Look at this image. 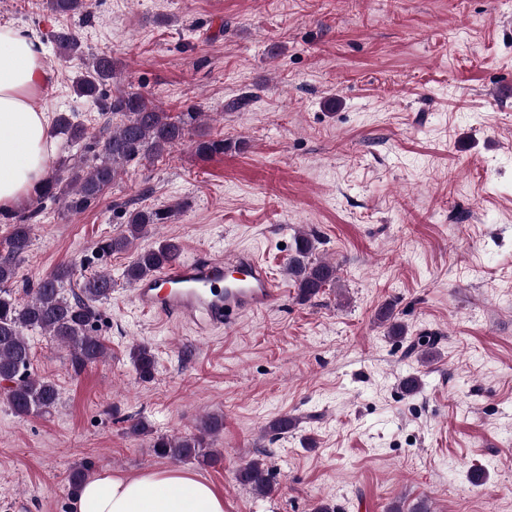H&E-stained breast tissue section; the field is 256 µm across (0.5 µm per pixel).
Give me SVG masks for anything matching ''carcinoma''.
<instances>
[{"mask_svg":"<svg viewBox=\"0 0 512 512\" xmlns=\"http://www.w3.org/2000/svg\"><path fill=\"white\" fill-rule=\"evenodd\" d=\"M47 7L59 14L85 16L87 0H46ZM62 59L69 58L80 48L76 32L63 30L54 35ZM117 62L107 54H94L76 79L78 95L88 97L97 104L104 118L98 133L71 120L65 114L56 119V129L66 136L67 142L77 145L90 141L92 157L81 155L71 166L49 174L36 189L40 201H64L72 212H81L96 200L122 175L131 162H151L191 134L198 112L190 109L177 117L161 109L146 95L137 91H119L110 97L99 94L100 86L116 77ZM122 117L121 125L111 128L112 118ZM241 151L245 145L232 144L222 138L198 139L196 154L207 159L230 149ZM126 230L112 237L101 246L107 253L128 250L132 239L145 234L157 224H166L175 214L170 206L135 207L126 210ZM12 231L4 240L0 251V381L9 383L6 400L15 414L29 416L49 413L60 403V392L52 381L36 377L31 372V345L27 332H44L69 348L70 369L76 375L87 366L104 360L107 347L98 336L91 335L94 321L99 315L98 306L112 294V276L95 272L82 277L79 290H66L73 270L61 267L39 278L25 288L27 299L19 301L4 287L15 277L18 262L28 251L32 241V221L36 212L25 211L19 215L8 213ZM314 236L299 233L294 237L286 271L294 282L299 300L308 302L325 289L336 285V264L316 257ZM181 245L167 239L157 247L138 253L124 270L130 285L151 275L160 268L180 258ZM379 320L389 324V334L404 335L403 325L396 321L393 306L388 304L378 313ZM136 373L143 381L154 377L156 361L152 348L140 344L130 351ZM224 429V417L205 418L198 432L168 438H153L154 453L161 458L175 461H196L202 465L216 466L224 463V453L209 447L208 436H216ZM237 483L261 496L275 491L269 467L260 458H253L235 471Z\"/></svg>","mask_w":512,"mask_h":512,"instance_id":"obj_1","label":"carcinoma"}]
</instances>
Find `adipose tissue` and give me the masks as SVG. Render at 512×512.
<instances>
[{"mask_svg": "<svg viewBox=\"0 0 512 512\" xmlns=\"http://www.w3.org/2000/svg\"><path fill=\"white\" fill-rule=\"evenodd\" d=\"M45 46L30 32L0 27V210L17 208L44 179L54 138L46 111L32 99L48 82ZM74 512H224L209 484L181 470L128 477L102 474L87 480Z\"/></svg>", "mask_w": 512, "mask_h": 512, "instance_id": "1", "label": "adipose tissue"}]
</instances>
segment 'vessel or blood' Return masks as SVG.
Here are the masks:
<instances>
[{
	"label": "vessel or blood",
	"mask_w": 512,
	"mask_h": 512,
	"mask_svg": "<svg viewBox=\"0 0 512 512\" xmlns=\"http://www.w3.org/2000/svg\"><path fill=\"white\" fill-rule=\"evenodd\" d=\"M287 290L252 254L209 255L166 266L134 284L133 303L164 321L203 333L231 329L276 306Z\"/></svg>",
	"instance_id": "obj_1"
}]
</instances>
